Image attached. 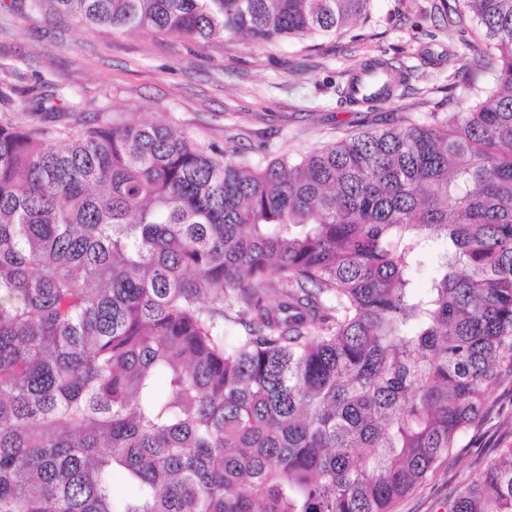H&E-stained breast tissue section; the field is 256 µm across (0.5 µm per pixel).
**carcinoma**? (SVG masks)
<instances>
[{
    "instance_id": "obj_1",
    "label": "carcinoma",
    "mask_w": 512,
    "mask_h": 512,
    "mask_svg": "<svg viewBox=\"0 0 512 512\" xmlns=\"http://www.w3.org/2000/svg\"><path fill=\"white\" fill-rule=\"evenodd\" d=\"M369 4L0 0L259 44L339 36ZM463 11L495 76L453 123L262 168L171 125L85 122L54 89L0 116V512H396L433 477L512 368V0ZM391 72L364 62L384 82L341 100L391 103ZM443 509L512 512V446Z\"/></svg>"
}]
</instances>
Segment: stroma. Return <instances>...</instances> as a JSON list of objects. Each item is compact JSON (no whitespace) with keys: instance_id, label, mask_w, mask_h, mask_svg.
I'll list each match as a JSON object with an SVG mask.
<instances>
[{"instance_id":"stroma-1","label":"stroma","mask_w":512,"mask_h":512,"mask_svg":"<svg viewBox=\"0 0 512 512\" xmlns=\"http://www.w3.org/2000/svg\"><path fill=\"white\" fill-rule=\"evenodd\" d=\"M371 19L352 35L261 46L242 36L204 45L150 31L91 32L67 16L0 9V63L24 94L59 88L88 111L110 107L132 121L174 126L251 164L304 153L362 129L428 112L453 115L489 87L484 57L461 65L477 41L474 22L448 17L442 0H371ZM382 56L412 75L393 104L370 111L340 102L336 89L366 58ZM512 446V373L502 372L480 427L397 512H442L458 481Z\"/></svg>"}]
</instances>
